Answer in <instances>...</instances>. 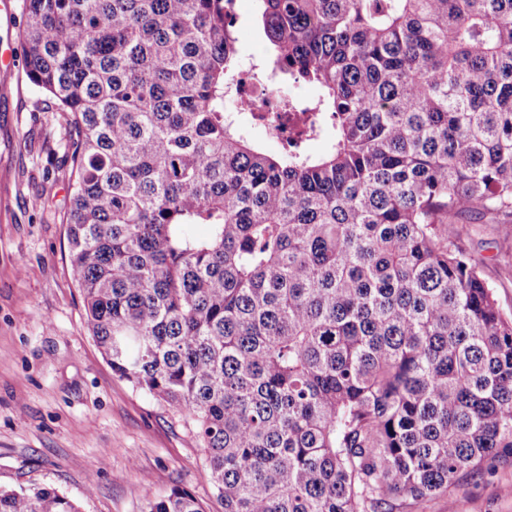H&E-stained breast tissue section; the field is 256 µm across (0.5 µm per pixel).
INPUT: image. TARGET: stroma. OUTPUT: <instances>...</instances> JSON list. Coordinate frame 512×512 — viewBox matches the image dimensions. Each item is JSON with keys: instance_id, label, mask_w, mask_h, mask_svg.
<instances>
[{"instance_id": "1", "label": "stroma", "mask_w": 512, "mask_h": 512, "mask_svg": "<svg viewBox=\"0 0 512 512\" xmlns=\"http://www.w3.org/2000/svg\"><path fill=\"white\" fill-rule=\"evenodd\" d=\"M245 64L263 60L256 0H237ZM24 73L0 84V487H52L80 512H146L173 486L224 512L200 444L164 402L113 372L84 318L66 227L67 116ZM464 247L512 313V224L469 213ZM512 451L401 512H512Z\"/></svg>"}]
</instances>
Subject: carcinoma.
<instances>
[{
	"label": "carcinoma",
	"mask_w": 512,
	"mask_h": 512,
	"mask_svg": "<svg viewBox=\"0 0 512 512\" xmlns=\"http://www.w3.org/2000/svg\"><path fill=\"white\" fill-rule=\"evenodd\" d=\"M257 2L320 155L224 111L235 0H22L26 77L69 115L71 274L224 512H396L512 449V313L455 227L512 220V0ZM0 512L79 509L1 487ZM147 512L205 510L175 486Z\"/></svg>",
	"instance_id": "obj_1"
}]
</instances>
